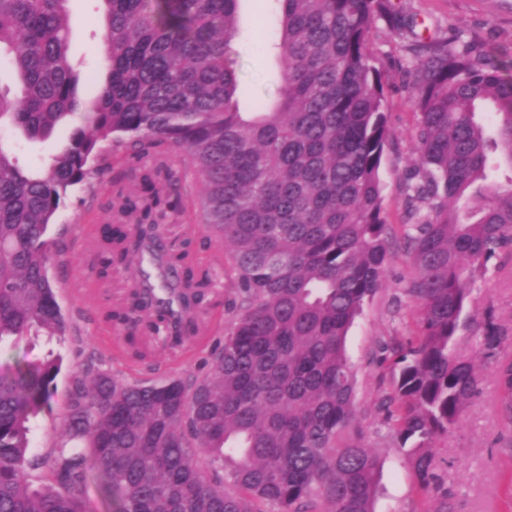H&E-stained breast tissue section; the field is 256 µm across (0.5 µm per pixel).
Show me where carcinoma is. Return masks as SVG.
<instances>
[{
  "mask_svg": "<svg viewBox=\"0 0 512 512\" xmlns=\"http://www.w3.org/2000/svg\"><path fill=\"white\" fill-rule=\"evenodd\" d=\"M68 0H0V55L20 92L0 87V126L48 139L80 120L38 170L0 142V346L61 338L68 323L48 275L46 234L68 191L89 182L103 145L130 156L184 155L204 185L202 223L228 254L236 299L224 345L202 379L124 384L74 378L59 445L33 455L30 419L51 398L62 357L0 371V512H374L379 460L336 438L355 415L347 333L386 276L389 224L380 170L391 133L382 76L368 49L376 22L401 36L413 17L392 0H273L267 49L281 86L240 108L233 43L240 0H101L107 78L86 102L69 57ZM409 73L416 163L405 187L418 334L384 405L420 488L435 480L431 442L477 391L451 350L469 296L466 273L512 245V77L453 34L416 41ZM490 107L491 124L477 119ZM98 240V274L135 272L126 306L106 313L123 357L143 339L174 346L198 332L208 280L186 250L168 251L151 219L171 203L142 176ZM512 431V358L496 373ZM44 469L49 481L30 482Z\"/></svg>",
  "mask_w": 512,
  "mask_h": 512,
  "instance_id": "carcinoma-1",
  "label": "carcinoma"
}]
</instances>
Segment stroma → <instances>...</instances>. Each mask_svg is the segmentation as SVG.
Masks as SVG:
<instances>
[{
	"label": "stroma",
	"instance_id": "1",
	"mask_svg": "<svg viewBox=\"0 0 512 512\" xmlns=\"http://www.w3.org/2000/svg\"><path fill=\"white\" fill-rule=\"evenodd\" d=\"M397 7L415 13L417 31L429 37L455 29L464 40L502 65H512V0H393ZM270 0H242V34L235 43L238 74L245 95L243 108L254 99L270 100L280 81L271 55L262 44L271 35ZM72 29L69 54L75 68L85 76L83 97H92L103 81L108 62L101 41L103 27L100 0H69ZM368 42L374 63L383 75L389 102L388 122L392 145L380 171L383 205L392 226L387 276L377 293L366 301L346 340V355L354 374L356 416L339 434L336 444L358 441L379 459L381 478L375 497V512H436L442 498H449L454 512H512V456L503 453L512 432L498 414L500 391L496 382L498 363L512 355V247L499 249L486 263L469 273L471 291L455 336V353L473 360L478 391L464 405L458 423L448 435L433 443L438 481L420 489L406 449L400 448L386 421L384 400L393 393L398 372L392 347L416 336L417 306L405 293L413 275L410 255L404 245L408 217L404 208L405 183L415 164L412 136L416 114L409 94V39L394 37L384 23H376ZM170 169L181 176L182 210L177 216L161 217L166 244L190 242L201 269L217 284L206 317L212 332L200 343L183 351L170 350L162 340L147 342L148 357L129 365L119 357L116 333L104 319L107 309L123 303L131 283V271H114L105 284L96 278L92 231L121 222L120 197L141 194V177L154 166L153 156L140 163L128 162L124 150L106 152L98 161V173L90 185L70 189L47 237L57 245L49 266L56 299L68 322L61 340L47 345L19 341L0 351V365L36 363L47 350L62 357V367L48 406L32 421V451L43 454L61 438L62 418L77 371L92 367L109 370L132 383H161L171 379L202 378L215 349L224 343V306L233 297L224 257L207 241L198 224L201 185L178 156L166 158ZM496 332L498 343L488 347L486 332Z\"/></svg>",
	"mask_w": 512,
	"mask_h": 512
}]
</instances>
